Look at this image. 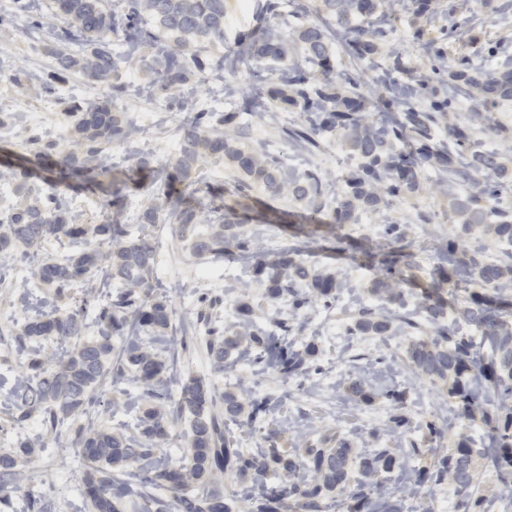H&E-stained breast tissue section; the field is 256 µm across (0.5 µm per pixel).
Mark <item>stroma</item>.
I'll list each match as a JSON object with an SVG mask.
<instances>
[{
    "label": "stroma",
    "instance_id": "35a3bbf8",
    "mask_svg": "<svg viewBox=\"0 0 512 512\" xmlns=\"http://www.w3.org/2000/svg\"><path fill=\"white\" fill-rule=\"evenodd\" d=\"M48 3L49 0H31L30 10L20 13L13 0H0V113L9 116L6 125L0 126V146L20 141L31 132L68 145V110L109 96V86L55 70L50 54L54 39L48 34L35 35L29 28L31 20L47 14ZM315 5V0H291L273 23L288 33L302 16L331 29L330 51L336 71L355 76L361 91L376 99L373 117L398 110L392 93L378 79L382 70H390L399 84L428 79L430 88L456 104L447 119L433 130L435 139L440 141L447 140L449 126L473 120L472 113L458 109V102L478 100L475 91L451 80V72L463 63L480 69L512 57V0H493L487 8L481 0H433L430 10L421 15L414 12L411 0H394L392 11L377 20L386 28V38L376 41L375 51L362 59L350 53L348 32L335 28L328 15L316 12ZM255 26L252 10L244 9L239 2L234 4L225 18L223 42L207 50L204 72L193 76L173 95L159 93L151 77L134 61L121 65L118 74L122 93L114 99L113 107L123 113L127 122L137 125L138 134L132 145L112 148V166L125 168L140 154L151 155L157 165H165L178 146L182 128L194 120L186 99L208 107L213 97L220 95L224 98V111L233 115L232 128L247 130L253 147L260 153L291 173L318 172L324 185L342 192L349 174L360 166V158L333 131L319 134L320 147L314 152L288 140L283 127L286 122L300 121L301 112L293 108L284 113L276 111L261 92L263 74L275 73L277 63L266 59L248 66L237 64L231 71H224L225 56H239L243 38ZM442 39L447 42V59L438 64L430 43ZM19 67L26 74L20 85L11 79ZM26 109L41 112L42 121L26 122L22 116ZM451 167L453 172L449 175L436 168L428 169L418 191L387 198L381 212L360 231L362 237L369 239L387 225H408L409 250L421 258L414 273L422 284L429 281L439 263V251L449 238L461 237L466 248L483 250L492 259L502 251L492 235L477 231L459 235L448 199L470 180L467 153L453 154ZM149 206L162 213L167 211L163 180L128 190L126 211L132 232L148 230L159 242L152 296L171 302L175 333L188 343L179 355L178 378L202 379L219 395L244 389L251 396L271 398L275 404L265 422L251 427L227 422L224 434L232 447L262 446L263 436L271 426L283 429L285 439H300L305 446L332 447L343 437L352 439L358 448H407L414 444L419 452L407 458L406 463L417 471L430 465V447L449 453L463 439L477 450L486 446L481 420L455 414L456 401L448 393V383L419 378L411 370L406 349L412 334H353L360 306L382 309L386 303L369 292L370 276L354 274L348 260L330 251L311 254L310 259L319 268L337 274L346 290L329 304L319 303L300 313L298 326L288 339L289 345L300 351L313 347L309 372L287 377L240 362L224 372H213L198 345L202 334L200 314L211 313L214 319L227 324L234 320L240 304L246 303L251 307L254 325L267 330L273 318L287 314L288 303L268 300L264 286L257 281L252 260L202 262L184 252L164 224L141 226L137 218ZM71 250L68 239L63 237L51 240L43 252L20 249L0 263V453L33 440L32 454L20 463L23 475L29 478L25 494L54 500L57 512H88L79 489L89 466L74 443L76 432L89 425L128 436L135 434L144 408L135 385L108 376L101 388L89 394L83 411L53 429L45 428L37 415L22 423L14 422L9 415L14 384L30 375L32 359L61 361L74 347L70 340L20 341L23 320L55 309H81L90 317L111 298L112 288L108 285L93 290L80 285L59 298L53 290L38 284L34 272L43 256L61 257ZM334 323L342 326V336L336 342L326 335L327 327ZM356 374L369 379V399L347 391L349 377ZM420 400L425 409L418 415L414 405ZM399 418L405 419V426H396ZM432 424L439 429V436L430 435L428 427Z\"/></svg>",
    "mask_w": 512,
    "mask_h": 512
}]
</instances>
